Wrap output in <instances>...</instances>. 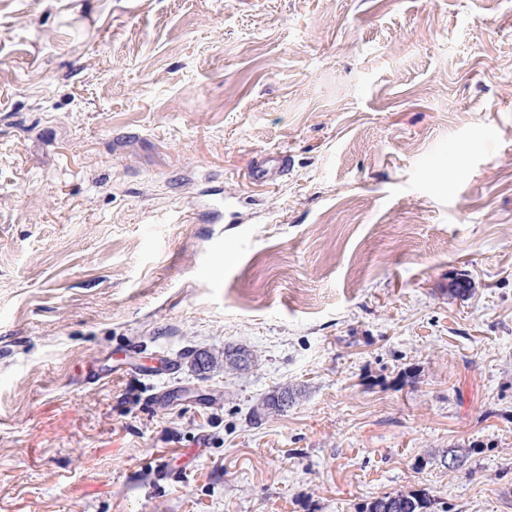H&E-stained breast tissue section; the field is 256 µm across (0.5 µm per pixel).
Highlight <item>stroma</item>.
Masks as SVG:
<instances>
[{
    "label": "stroma",
    "mask_w": 512,
    "mask_h": 512,
    "mask_svg": "<svg viewBox=\"0 0 512 512\" xmlns=\"http://www.w3.org/2000/svg\"><path fill=\"white\" fill-rule=\"evenodd\" d=\"M421 489L512 512V0H0V512ZM288 172V156L281 154L274 160L256 163L250 169V177L261 184L274 183Z\"/></svg>",
    "instance_id": "obj_1"
}]
</instances>
